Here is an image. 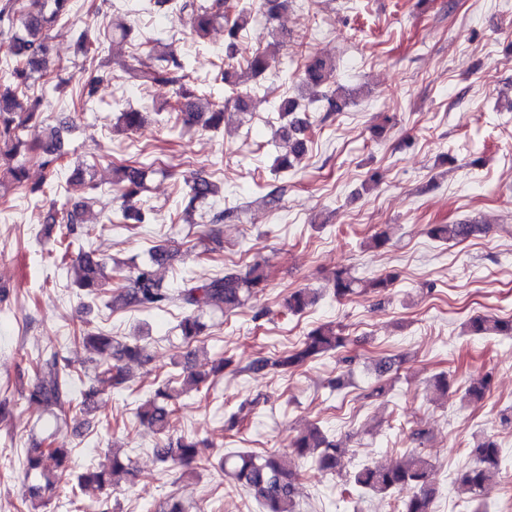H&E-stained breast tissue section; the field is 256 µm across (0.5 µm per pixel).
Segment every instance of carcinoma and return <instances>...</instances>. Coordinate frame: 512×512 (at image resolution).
Returning <instances> with one entry per match:
<instances>
[{"instance_id":"1","label":"carcinoma","mask_w":512,"mask_h":512,"mask_svg":"<svg viewBox=\"0 0 512 512\" xmlns=\"http://www.w3.org/2000/svg\"><path fill=\"white\" fill-rule=\"evenodd\" d=\"M71 0H3L0 4V50L11 62V72L7 80H0V178L9 180L15 188L35 193L37 188H27L26 160L18 159L20 147L25 145L24 132L43 123L47 103L42 96H27L25 91L36 78H49L62 69L61 63L48 55L50 33L59 31L60 21L68 15ZM155 5L167 7L178 15L179 21L190 33L205 37L213 24L224 23V57L232 60L240 51L239 39L251 22L252 9L231 3L229 0H155ZM136 57L121 64L122 70L142 85L168 84L176 87L174 110L187 124H199L205 129L217 130L224 123V110L217 107L207 97L196 95L186 86L188 78L183 59L170 52L162 58L163 64L152 70H141L134 64ZM110 60L98 62L99 69L86 78L76 92L79 105L93 101L101 81L109 76L107 68ZM271 66V53L267 50L255 51L247 58L250 77L256 79L265 74ZM336 71V61L330 57L313 55L307 58L304 69V82L315 89L309 104L326 103V110L334 111L338 104H346L342 88L321 89ZM300 110L299 102L286 98L279 106L281 117L286 119L277 130V135L288 143V155L278 159L276 170H288L301 160L307 152V141L303 131L307 122L296 117ZM145 121L144 113L128 109L118 116V124L125 130L140 127ZM30 159L41 167L55 172L61 166V131L57 127H47L44 137L29 146ZM145 172L134 165L119 164L113 167L112 191L120 194L123 206L120 210L121 223L137 225L147 223L146 210L137 199ZM217 186L207 178L199 177L182 191L188 200L183 210V219H188L196 205L217 195ZM87 205H76L62 212L48 215L46 223L64 224L68 242L62 257H67L73 240L78 238L79 229L86 223ZM481 230L478 224H433L428 230L432 239L455 244L475 235ZM173 253L165 247H158L150 262L135 267L131 286L123 289L111 299L110 306L120 305L138 310L162 309L174 305L186 311L179 327L184 340L194 341L202 334L205 324L200 321L198 312L208 307H219L226 311L245 304L256 294V289L267 281L266 264L253 262L243 273L221 272L198 284L189 281L177 288L162 286L152 269L160 258L170 259ZM110 259L93 252H83L78 258L79 282L77 287L85 295L97 298L101 287L112 279L109 269ZM394 282V275L386 274L375 280L364 282L341 271L336 274L335 295L344 299L359 288L377 292L387 290ZM315 301V297L305 289L291 292L285 299L284 307L293 315L303 313ZM468 332L472 336L512 337V318L501 319L477 315L469 319ZM82 339L88 343L98 359L94 360V377L86 386L80 398L73 397L71 379L73 370L67 360L53 353L40 360L34 367V381L28 390L27 400L47 411L65 413L73 409L92 412L98 408L100 395L112 386L127 382L125 371L118 365L122 360L147 362L151 359L145 346L137 342H120L104 330L86 332ZM346 345V337L332 324H323L311 330L302 346L271 361L275 369L291 370L302 366L306 361ZM173 388L166 386L155 391L156 399L141 404L138 416L142 422L162 433L176 413V408L159 404L157 399H173ZM199 442L183 438L166 448L156 449L157 458L166 463L188 465L197 461ZM299 456L314 455L317 468L323 472H334L339 461V448L335 440H330L322 431L315 428L297 437L291 444ZM477 464L462 476L459 492L475 500L484 490L501 466V452L496 441L484 436L471 448ZM69 449L52 445H38L27 451L23 464L29 472H41L44 485L30 488V497L35 499L43 491L58 487L61 474L68 470ZM117 472L134 475L130 459L122 458L112 451V471H86L77 476L76 488L87 483H95L100 489L111 485V476ZM224 472L246 487L263 508V512H297L296 496L301 474L288 469V461L277 454L265 457L249 452H234L224 456ZM431 464L418 453L410 454L401 464L394 467L365 466L356 471L351 479L355 491H366L387 496L405 486L414 488L413 495L405 500L402 512H432L434 490L430 485Z\"/></svg>"}]
</instances>
